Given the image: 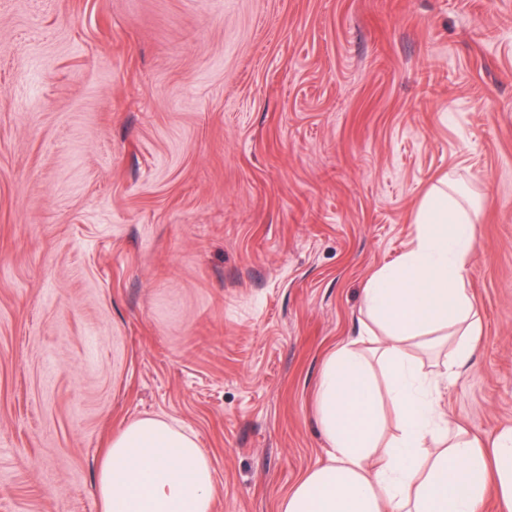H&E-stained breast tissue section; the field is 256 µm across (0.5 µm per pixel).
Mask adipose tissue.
Here are the masks:
<instances>
[{
  "label": "adipose tissue",
  "mask_w": 512,
  "mask_h": 512,
  "mask_svg": "<svg viewBox=\"0 0 512 512\" xmlns=\"http://www.w3.org/2000/svg\"><path fill=\"white\" fill-rule=\"evenodd\" d=\"M477 242L473 206L444 175L418 207L407 249L365 285L362 331L371 353L342 344L323 365L317 421L328 457L300 477L280 512H479L491 488L502 512H512V427L482 441L463 433L437 397L482 336L464 283ZM428 336L450 346L433 378L411 352ZM375 361L386 388L377 385ZM385 401L397 429L389 438ZM215 493V471L196 435L158 417L128 422L98 467L100 512H211Z\"/></svg>",
  "instance_id": "1"
}]
</instances>
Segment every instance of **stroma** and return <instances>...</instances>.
Segmentation results:
<instances>
[{
    "instance_id": "obj_1",
    "label": "stroma",
    "mask_w": 512,
    "mask_h": 512,
    "mask_svg": "<svg viewBox=\"0 0 512 512\" xmlns=\"http://www.w3.org/2000/svg\"><path fill=\"white\" fill-rule=\"evenodd\" d=\"M479 201L477 353L512 426V0H0V512H98L108 441L197 435L212 512L326 458L315 392L445 173Z\"/></svg>"
}]
</instances>
